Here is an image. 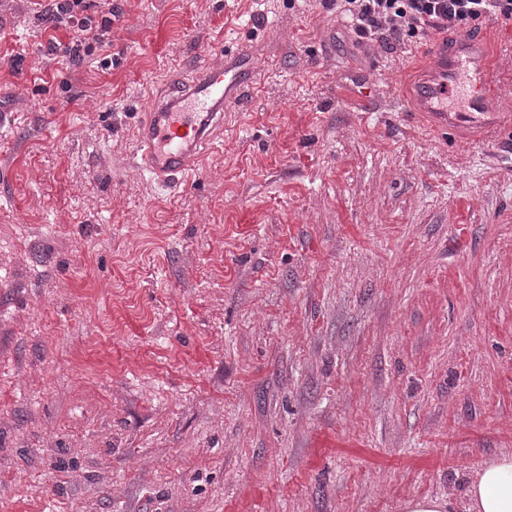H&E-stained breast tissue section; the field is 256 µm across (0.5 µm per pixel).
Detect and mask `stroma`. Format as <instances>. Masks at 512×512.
<instances>
[{
    "label": "stroma",
    "mask_w": 512,
    "mask_h": 512,
    "mask_svg": "<svg viewBox=\"0 0 512 512\" xmlns=\"http://www.w3.org/2000/svg\"><path fill=\"white\" fill-rule=\"evenodd\" d=\"M110 2L77 64L0 0V512L463 503L512 454V125L413 119L431 39L322 0ZM237 42L252 98L151 182L152 97Z\"/></svg>",
    "instance_id": "obj_1"
}]
</instances>
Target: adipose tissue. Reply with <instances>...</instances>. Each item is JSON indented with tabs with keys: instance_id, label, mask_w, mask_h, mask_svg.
Listing matches in <instances>:
<instances>
[{
	"instance_id": "1",
	"label": "adipose tissue",
	"mask_w": 512,
	"mask_h": 512,
	"mask_svg": "<svg viewBox=\"0 0 512 512\" xmlns=\"http://www.w3.org/2000/svg\"><path fill=\"white\" fill-rule=\"evenodd\" d=\"M466 512H512V456L485 461L467 491Z\"/></svg>"
}]
</instances>
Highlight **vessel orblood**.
<instances>
[{"instance_id": "vessel-or-blood-1", "label": "vessel or blood", "mask_w": 512, "mask_h": 512, "mask_svg": "<svg viewBox=\"0 0 512 512\" xmlns=\"http://www.w3.org/2000/svg\"><path fill=\"white\" fill-rule=\"evenodd\" d=\"M244 46L225 49L199 66L174 96L152 98L141 125L138 166L168 187L195 171L224 110L255 87L263 73ZM498 55L484 36L439 43L416 75L413 106L435 130L471 142L493 139L502 119L492 101L498 91Z\"/></svg>"}]
</instances>
